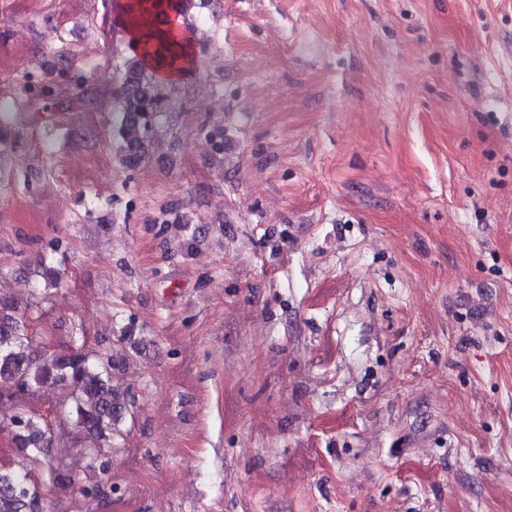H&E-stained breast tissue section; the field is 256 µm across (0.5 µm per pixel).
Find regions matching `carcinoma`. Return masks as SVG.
I'll list each match as a JSON object with an SVG mask.
<instances>
[{
	"mask_svg": "<svg viewBox=\"0 0 512 512\" xmlns=\"http://www.w3.org/2000/svg\"><path fill=\"white\" fill-rule=\"evenodd\" d=\"M184 12L185 0L164 3L126 4L125 22L138 34L150 65L135 59L125 61L119 84L114 89L119 137L126 161L140 162L154 132V118L165 111L159 94V73L183 59L184 44L173 38L169 14ZM30 318L18 312L14 302L0 297V381L20 392L50 387L67 393L76 424L84 432V454L92 458L98 449L112 446L115 424L121 416V389L112 384V354L108 351L56 354L32 348ZM15 444L27 451V463L13 470L0 464V512H40L42 499L71 484L69 469L49 458L52 434L41 425L36 411L24 410L11 418Z\"/></svg>",
	"mask_w": 512,
	"mask_h": 512,
	"instance_id": "carcinoma-1",
	"label": "carcinoma"
}]
</instances>
